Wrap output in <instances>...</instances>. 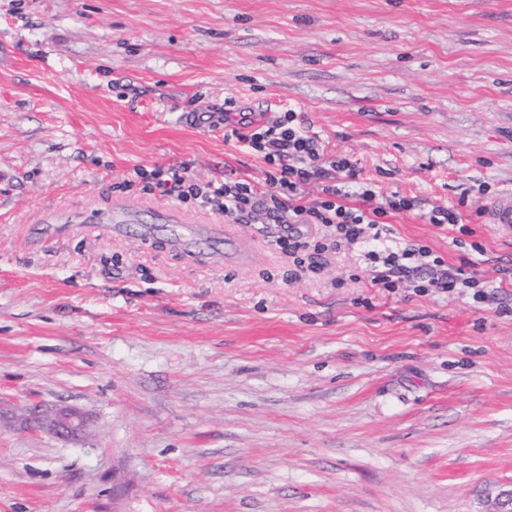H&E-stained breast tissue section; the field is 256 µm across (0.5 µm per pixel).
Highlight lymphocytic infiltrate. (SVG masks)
I'll return each mask as SVG.
<instances>
[{"mask_svg": "<svg viewBox=\"0 0 512 512\" xmlns=\"http://www.w3.org/2000/svg\"><path fill=\"white\" fill-rule=\"evenodd\" d=\"M223 130L225 140L242 143L263 158V181L201 183L184 164L139 167L135 174L144 190L272 233L273 245L292 257L296 278L319 274L328 254L354 249L373 288L388 291L399 279L420 273L424 287L444 292L479 284L475 261L448 268L428 247L394 240L387 217L413 211L415 201L396 194L380 198L375 184L361 178L348 155L325 153L295 110L286 109L260 124L245 113L237 126ZM313 182L321 190L310 199L304 188Z\"/></svg>", "mask_w": 512, "mask_h": 512, "instance_id": "f902f5d3", "label": "lymphocytic infiltrate"}]
</instances>
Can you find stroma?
I'll return each instance as SVG.
<instances>
[{
  "instance_id": "stroma-1",
  "label": "stroma",
  "mask_w": 512,
  "mask_h": 512,
  "mask_svg": "<svg viewBox=\"0 0 512 512\" xmlns=\"http://www.w3.org/2000/svg\"><path fill=\"white\" fill-rule=\"evenodd\" d=\"M294 109L403 242L489 289L291 279L136 167L263 180L193 124ZM512 0H0V512H512ZM466 199V232L428 223ZM129 207L123 232L73 223ZM177 224L153 227V212ZM232 229L234 246L224 243ZM69 405L89 435L19 420ZM485 218L489 224L512 226V192L494 199L486 208Z\"/></svg>"
}]
</instances>
